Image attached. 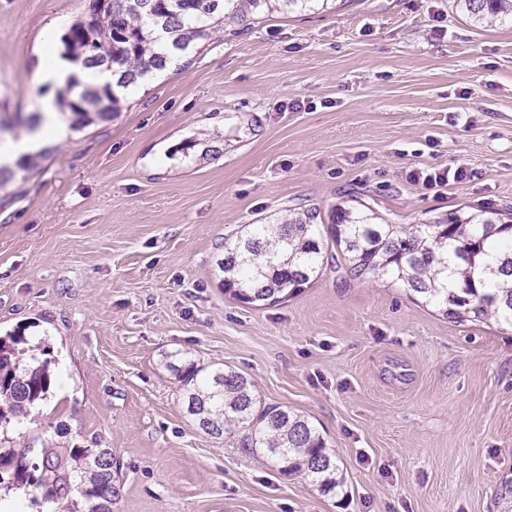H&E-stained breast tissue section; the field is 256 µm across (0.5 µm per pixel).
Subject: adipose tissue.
<instances>
[{"label": "adipose tissue", "mask_w": 512, "mask_h": 512, "mask_svg": "<svg viewBox=\"0 0 512 512\" xmlns=\"http://www.w3.org/2000/svg\"><path fill=\"white\" fill-rule=\"evenodd\" d=\"M73 76L82 84L94 86L111 80L110 74L97 69H84L58 56L50 55L36 71L34 81L54 91L65 87ZM39 114V122L34 128L0 141V167L15 168L22 157L41 152L48 144L65 134L66 123L56 107L53 96L41 101Z\"/></svg>", "instance_id": "1"}]
</instances>
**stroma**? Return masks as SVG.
<instances>
[{"instance_id":"stroma-1","label":"stroma","mask_w":512,"mask_h":512,"mask_svg":"<svg viewBox=\"0 0 512 512\" xmlns=\"http://www.w3.org/2000/svg\"><path fill=\"white\" fill-rule=\"evenodd\" d=\"M88 0H0V116ZM464 168L435 194L418 170ZM361 197L394 224L512 205V25L455 0H348L211 44L0 187V333L44 341L46 434L111 449L112 512H498L512 327L456 323L326 268L265 306L225 294V239ZM229 367L336 453L325 494L198 428L174 366Z\"/></svg>"}]
</instances>
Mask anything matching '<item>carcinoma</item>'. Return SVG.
Returning a JSON list of instances; mask_svg holds the SVG:
<instances>
[{"label":"carcinoma","mask_w":512,"mask_h":512,"mask_svg":"<svg viewBox=\"0 0 512 512\" xmlns=\"http://www.w3.org/2000/svg\"><path fill=\"white\" fill-rule=\"evenodd\" d=\"M485 22L512 23V0H462ZM327 0H90L85 18L63 35L64 56L84 68L112 72L118 87L139 84L222 36L239 35L250 21L281 12L326 8ZM63 106L78 128L112 120L121 110L109 85L85 87ZM512 206L435 224H377L372 209L336 206L332 243L314 235L319 213L254 224L236 240H224V292L255 303L277 302L317 277L329 245L343 255L356 278H388L457 322L512 325ZM23 336H0V503L25 500L29 512H112L119 495L112 449L65 442V425L48 437L33 434V409L48 399V360L40 346L23 348ZM186 387L188 412L214 436L239 435V447L266 456L282 473L300 475L323 493L343 486L336 454L315 426L286 406L262 405L244 375L217 368L207 374L188 362L175 366Z\"/></svg>","instance_id":"carcinoma-1"}]
</instances>
